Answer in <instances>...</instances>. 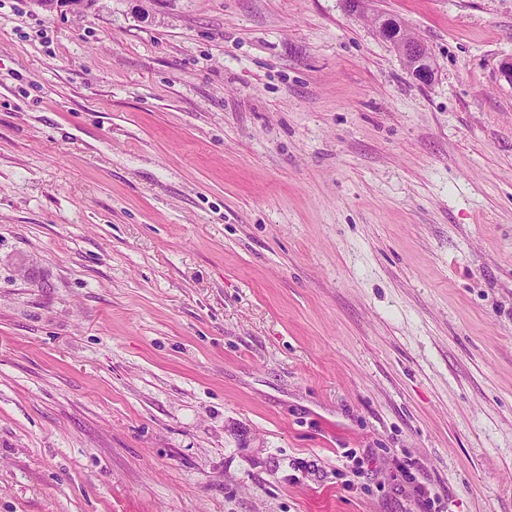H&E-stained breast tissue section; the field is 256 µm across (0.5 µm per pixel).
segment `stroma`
<instances>
[{
	"mask_svg": "<svg viewBox=\"0 0 512 512\" xmlns=\"http://www.w3.org/2000/svg\"><path fill=\"white\" fill-rule=\"evenodd\" d=\"M508 58L512 0H0V512H512ZM387 19L382 15L375 17L374 26L377 33L391 42L416 81L422 84L430 83L434 77V69L424 44L411 36L401 24L394 25L399 21L392 18L395 22L388 23Z\"/></svg>",
	"mask_w": 512,
	"mask_h": 512,
	"instance_id": "obj_1",
	"label": "stroma"
}]
</instances>
